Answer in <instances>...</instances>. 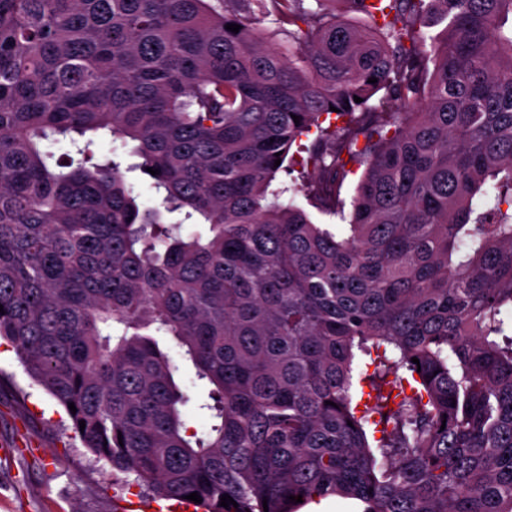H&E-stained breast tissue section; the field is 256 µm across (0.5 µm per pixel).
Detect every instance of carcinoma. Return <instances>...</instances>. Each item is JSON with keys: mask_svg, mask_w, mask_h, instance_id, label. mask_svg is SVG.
I'll use <instances>...</instances> for the list:
<instances>
[{"mask_svg": "<svg viewBox=\"0 0 512 512\" xmlns=\"http://www.w3.org/2000/svg\"><path fill=\"white\" fill-rule=\"evenodd\" d=\"M511 19L512 0H0V336L85 447L202 512H512ZM99 131L138 162L88 139L46 163L49 137ZM304 139L322 213L364 166L334 232L272 188ZM148 167L154 208L128 176ZM159 336L214 386L202 436Z\"/></svg>", "mask_w": 512, "mask_h": 512, "instance_id": "carcinoma-1", "label": "carcinoma"}]
</instances>
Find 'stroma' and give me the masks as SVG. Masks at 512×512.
<instances>
[{
	"label": "stroma",
	"mask_w": 512,
	"mask_h": 512,
	"mask_svg": "<svg viewBox=\"0 0 512 512\" xmlns=\"http://www.w3.org/2000/svg\"><path fill=\"white\" fill-rule=\"evenodd\" d=\"M165 345L177 365L175 380L188 393L182 415L204 433L199 410L210 388L173 338ZM0 512H194L193 506L154 499L135 474L96 459L74 433L64 409L37 385L13 346L0 340Z\"/></svg>",
	"instance_id": "1"
}]
</instances>
